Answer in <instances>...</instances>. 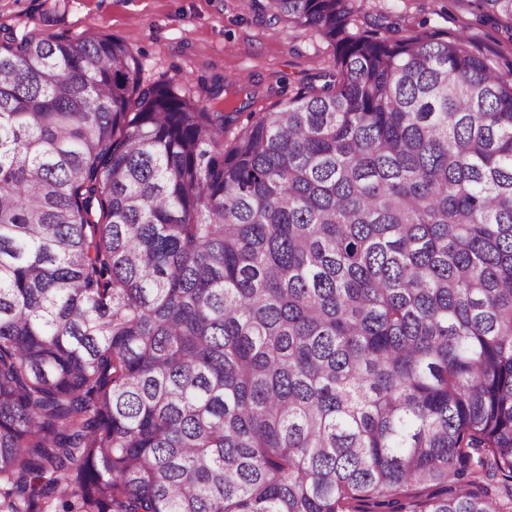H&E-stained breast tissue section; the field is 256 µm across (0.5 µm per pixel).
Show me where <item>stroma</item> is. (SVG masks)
Returning a JSON list of instances; mask_svg holds the SVG:
<instances>
[{
	"mask_svg": "<svg viewBox=\"0 0 512 512\" xmlns=\"http://www.w3.org/2000/svg\"><path fill=\"white\" fill-rule=\"evenodd\" d=\"M400 35L464 33L501 73L512 72V25L481 16L475 0H365L359 28ZM0 28L17 36L121 39L147 82L206 97L240 77L251 112L278 110L333 61L329 40L273 20L263 0H0Z\"/></svg>",
	"mask_w": 512,
	"mask_h": 512,
	"instance_id": "obj_1",
	"label": "stroma"
}]
</instances>
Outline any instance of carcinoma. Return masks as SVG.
<instances>
[{
	"label": "carcinoma",
	"instance_id": "obj_1",
	"mask_svg": "<svg viewBox=\"0 0 512 512\" xmlns=\"http://www.w3.org/2000/svg\"><path fill=\"white\" fill-rule=\"evenodd\" d=\"M362 2L269 0L333 69L228 145L0 32V512H512V75Z\"/></svg>",
	"mask_w": 512,
	"mask_h": 512
}]
</instances>
